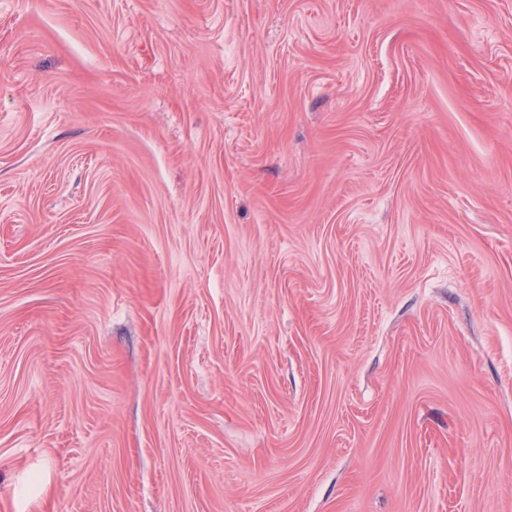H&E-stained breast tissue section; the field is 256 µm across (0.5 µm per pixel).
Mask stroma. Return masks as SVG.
<instances>
[{"label": "stroma", "mask_w": 512, "mask_h": 512, "mask_svg": "<svg viewBox=\"0 0 512 512\" xmlns=\"http://www.w3.org/2000/svg\"><path fill=\"white\" fill-rule=\"evenodd\" d=\"M0 512H512V0H0Z\"/></svg>", "instance_id": "35a3bbf8"}]
</instances>
